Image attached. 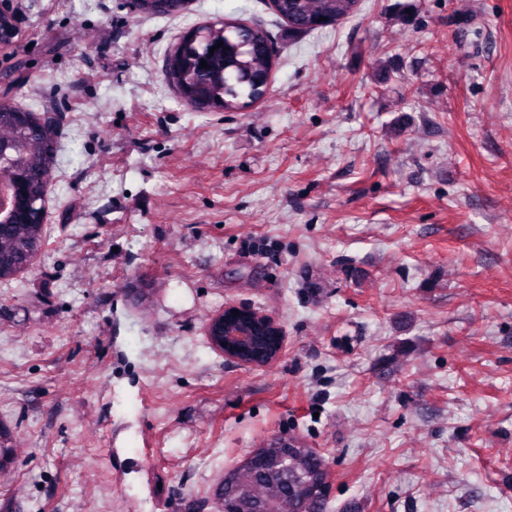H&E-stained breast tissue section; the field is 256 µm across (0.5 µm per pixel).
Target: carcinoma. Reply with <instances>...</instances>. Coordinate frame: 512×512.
I'll return each instance as SVG.
<instances>
[{
    "label": "carcinoma",
    "mask_w": 512,
    "mask_h": 512,
    "mask_svg": "<svg viewBox=\"0 0 512 512\" xmlns=\"http://www.w3.org/2000/svg\"><path fill=\"white\" fill-rule=\"evenodd\" d=\"M358 0H279L274 9L275 14L297 31H314L347 19L357 11ZM223 35L230 42L224 56L212 61L209 84L205 87L195 86L188 80L186 86L196 95L207 96L224 106V111L233 112L247 108L264 93L253 77L262 72H271L276 67V58L267 52L266 44L270 42L269 32L258 23L251 24V29H244V22L236 18H226L220 27L212 30L204 28L194 44V48L206 50L208 38ZM20 163L35 178L46 175L52 168V161L31 155H22ZM35 240L43 243V229L37 224L30 226L9 227L0 235V251L10 252L25 246V241ZM291 467L302 468L305 472L324 468L319 455H303V458L291 460ZM238 481L249 486L254 497L270 502V512H288V493L281 484L279 472L270 470L266 475L255 476L254 469L244 463L234 469Z\"/></svg>",
    "instance_id": "cac0c4a2"
}]
</instances>
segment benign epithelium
Returning <instances> with one entry per match:
<instances>
[{
	"instance_id": "benign-epithelium-1",
	"label": "benign epithelium",
	"mask_w": 512,
	"mask_h": 512,
	"mask_svg": "<svg viewBox=\"0 0 512 512\" xmlns=\"http://www.w3.org/2000/svg\"><path fill=\"white\" fill-rule=\"evenodd\" d=\"M145 10L155 12H176L185 0H136ZM0 17L5 19L0 28V44L10 43L16 28L13 16L0 5ZM55 120L48 115H38L13 102H0V183L7 182L12 204L6 212L0 211L3 224H44L46 223L47 194L37 195L21 171L6 165L11 148L29 151L36 149L46 152L53 146ZM207 335L212 346L225 357L242 364H265L276 359L282 349L283 339L274 320L247 307L233 313L229 308L213 317L207 325ZM300 452L293 444H283L271 452L257 448L247 457V462H262L287 475V481L295 484L293 499L303 498L304 483L292 476L288 467V456ZM218 512H268V504L250 497L248 490L234 486V479L224 477L215 494Z\"/></svg>"
}]
</instances>
